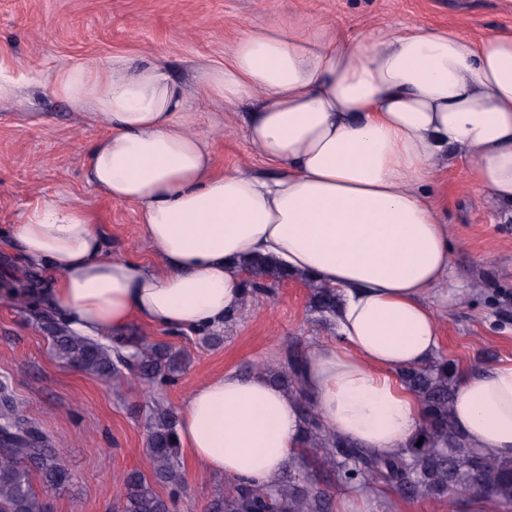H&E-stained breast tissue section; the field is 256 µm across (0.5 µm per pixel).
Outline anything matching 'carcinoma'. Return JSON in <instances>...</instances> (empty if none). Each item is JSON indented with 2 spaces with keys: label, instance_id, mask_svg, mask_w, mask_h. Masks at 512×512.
I'll return each instance as SVG.
<instances>
[{
  "label": "carcinoma",
  "instance_id": "cac0c4a2",
  "mask_svg": "<svg viewBox=\"0 0 512 512\" xmlns=\"http://www.w3.org/2000/svg\"><path fill=\"white\" fill-rule=\"evenodd\" d=\"M247 295L270 294L291 278L270 259L243 264ZM312 303L322 314L336 310V292L310 283ZM58 359L89 374L105 377L129 374L161 386L175 381L183 368L179 352L164 343H150L136 331L115 343L82 336L54 319H44ZM307 353L288 347L277 367L263 366L269 380L300 399L302 451L282 476L269 485L233 482L214 500L211 512H331L330 486L381 481L407 499L440 502L462 493L486 495L512 504V459H501L471 447L452 420L457 370L446 358L402 371V379L421 400L425 421L409 447L380 455L342 440L327 431L300 383ZM178 419L170 407L155 406L146 420L147 452L152 477L128 474L115 512H172L184 488ZM51 489L71 482L50 439L23 414L8 383L0 382V512H47L35 491L33 475ZM168 488L163 496L155 490Z\"/></svg>",
  "mask_w": 512,
  "mask_h": 512
}]
</instances>
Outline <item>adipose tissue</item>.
<instances>
[{
  "label": "adipose tissue",
  "mask_w": 512,
  "mask_h": 512,
  "mask_svg": "<svg viewBox=\"0 0 512 512\" xmlns=\"http://www.w3.org/2000/svg\"><path fill=\"white\" fill-rule=\"evenodd\" d=\"M45 80L102 128L90 180L136 207L153 255L107 251L77 202L34 208L14 236L71 329L106 339L138 322L220 327L245 304L243 261L269 257L340 297L336 340L309 350L302 382L324 425L380 453L414 440L423 404L401 373L436 358L452 285L429 185L455 156L512 211V31L248 29L223 66H202L201 92L253 102L245 136L277 169L270 180L215 170L210 138L192 128L193 97L161 61L81 64ZM458 376L456 426L470 446L512 457V359ZM300 431L293 395L234 370L195 385L177 427L200 471L257 485L298 455Z\"/></svg>",
  "instance_id": "1"
}]
</instances>
